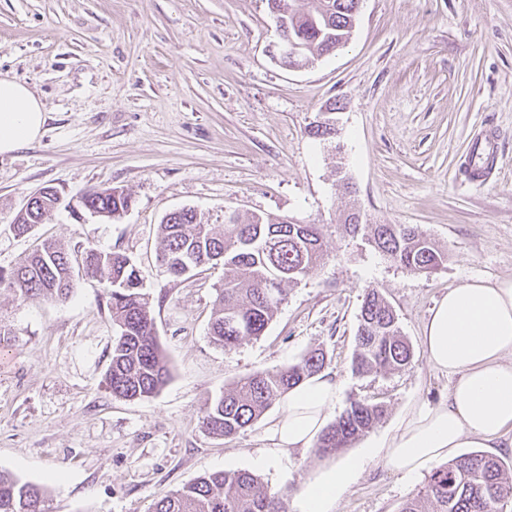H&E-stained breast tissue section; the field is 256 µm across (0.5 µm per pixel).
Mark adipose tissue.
<instances>
[{"mask_svg":"<svg viewBox=\"0 0 512 512\" xmlns=\"http://www.w3.org/2000/svg\"><path fill=\"white\" fill-rule=\"evenodd\" d=\"M46 120L41 100L25 84L0 79V154L35 141ZM423 344L429 364L451 379L447 399L415 403L374 447L314 471L293 512H336L346 487L373 459L413 478L455 449L477 439L492 443L512 431V279L449 289L429 315ZM339 392L329 373L289 390L268 428L277 451L311 449Z\"/></svg>","mask_w":512,"mask_h":512,"instance_id":"1","label":"adipose tissue"}]
</instances>
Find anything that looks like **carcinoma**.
Instances as JSON below:
<instances>
[{
	"label": "carcinoma",
	"instance_id": "1",
	"mask_svg": "<svg viewBox=\"0 0 512 512\" xmlns=\"http://www.w3.org/2000/svg\"><path fill=\"white\" fill-rule=\"evenodd\" d=\"M294 0H268L281 11V25L299 44L297 63H308L336 50L351 37L355 0H308L297 9ZM57 192L41 194L32 207L18 211L10 229L26 234L44 223L56 206ZM85 209L119 218L131 206V197L117 187L94 188L82 197ZM343 230L368 236L373 247L414 274L438 271L448 254L410 224H355L344 215ZM160 267L167 276L181 278L186 269L210 264L212 253H224V287L213 302L210 336L228 350L246 339L262 335L287 299V286L296 284L323 263L328 254L318 224H283L271 216L224 223L217 233L202 223L192 208L167 214L160 224ZM88 273L105 283L107 308L116 336L106 372L113 396L126 400L148 398L159 392L169 369L159 345L149 294L143 292L139 269L119 252L86 251ZM72 255L46 241L11 273L8 282L15 295L64 301L73 291L68 265ZM413 359V349L403 335L389 302L376 290L363 298L355 336L352 371L400 373ZM326 364L319 350L307 352L298 362L259 369L239 378L202 412L201 427L214 437H230L254 425L290 388L318 373ZM382 402L352 399L328 424L314 444L319 456L349 448L385 416ZM496 456L481 451L459 455L436 465L418 493L407 499L400 512H505L512 502V477ZM288 495L274 491L248 470L218 471L201 476L181 488L161 495L152 512H288ZM0 512H50L45 487L22 482L0 472Z\"/></svg>",
	"mask_w": 512,
	"mask_h": 512
}]
</instances>
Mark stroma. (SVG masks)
Listing matches in <instances>:
<instances>
[{
    "mask_svg": "<svg viewBox=\"0 0 512 512\" xmlns=\"http://www.w3.org/2000/svg\"><path fill=\"white\" fill-rule=\"evenodd\" d=\"M277 38L267 0H0V77L47 112L41 137L0 155V272L43 238L76 255L125 254L170 370L155 396H112L115 331L95 278L77 274L64 302L0 288V471L48 486L52 512H150L160 494L222 470L296 495L324 458L298 451L255 467L275 409L216 438L200 427L206 404L239 377L320 348L340 404L387 407L352 445L359 452L414 402L447 397L423 345L436 302L468 280L512 279V0H363L351 40L299 68L270 55ZM335 101L336 138H314L311 123ZM487 126L497 172L470 185L462 164ZM111 186L130 193V210L90 215L82 194ZM44 187L60 196L51 219L15 236L16 213ZM353 205L364 222L418 227L447 262L417 275L385 259L339 230ZM184 207L218 226L228 211L323 225L329 258L289 286L262 336L224 349L209 335L223 266L173 279L156 265L159 225ZM369 288L413 346L405 372H351ZM423 483L369 463L337 512H399Z\"/></svg>",
    "mask_w": 512,
    "mask_h": 512,
    "instance_id": "stroma-1",
    "label": "stroma"
}]
</instances>
